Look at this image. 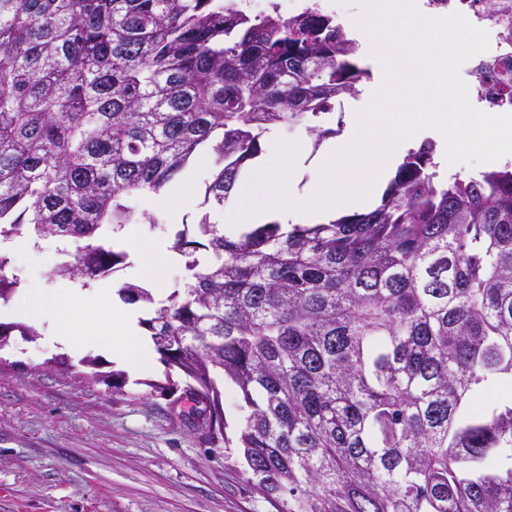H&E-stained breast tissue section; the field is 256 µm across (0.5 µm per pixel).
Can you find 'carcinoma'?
<instances>
[{
	"instance_id": "carcinoma-1",
	"label": "carcinoma",
	"mask_w": 512,
	"mask_h": 512,
	"mask_svg": "<svg viewBox=\"0 0 512 512\" xmlns=\"http://www.w3.org/2000/svg\"><path fill=\"white\" fill-rule=\"evenodd\" d=\"M327 14L251 16L231 0H0V240L76 246L83 285L127 254L107 242L160 216L159 193L205 151L224 205L264 133L308 121L314 146L366 71ZM409 151L364 212L258 224L201 217L172 249L164 300L124 282L165 365L161 391L224 425L244 412L248 481L279 512H512V166L439 179ZM0 253V301L20 284ZM0 322V349L14 330ZM222 403L224 407V416L228 424L227 434L233 440L242 418L240 410L241 398L238 390L231 384H220Z\"/></svg>"
}]
</instances>
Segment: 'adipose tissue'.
I'll return each instance as SVG.
<instances>
[{"label": "adipose tissue", "instance_id": "1", "mask_svg": "<svg viewBox=\"0 0 512 512\" xmlns=\"http://www.w3.org/2000/svg\"><path fill=\"white\" fill-rule=\"evenodd\" d=\"M126 247L137 257L136 273L156 285H163L177 261L167 246L158 242L142 241L129 236ZM87 293L81 288H55L45 291L33 289L27 300L11 306L7 313L17 319H35L46 322L43 341L49 346H70L80 340L82 346H98L111 352L113 358L132 370L140 372L150 367L152 352L141 336L137 316L124 309H107L102 322L69 329L60 318L72 306L82 303Z\"/></svg>", "mask_w": 512, "mask_h": 512}]
</instances>
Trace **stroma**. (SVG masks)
<instances>
[{
	"mask_svg": "<svg viewBox=\"0 0 512 512\" xmlns=\"http://www.w3.org/2000/svg\"><path fill=\"white\" fill-rule=\"evenodd\" d=\"M212 163L186 169L193 203L181 222L196 224L218 208L203 204ZM59 242L40 239L33 259L12 258L9 273L21 286L20 302L35 288H60ZM134 261L97 286L98 305H78L62 318L67 326L100 320L112 304L110 289L133 281ZM98 358V368L82 365ZM116 372L113 389L93 371ZM165 367L131 372L104 349L68 350L40 337L12 332L0 349V512H277L248 482L237 453L208 443L189 413L191 401L155 391Z\"/></svg>",
	"mask_w": 512,
	"mask_h": 512,
	"instance_id": "obj_1",
	"label": "stroma"
}]
</instances>
